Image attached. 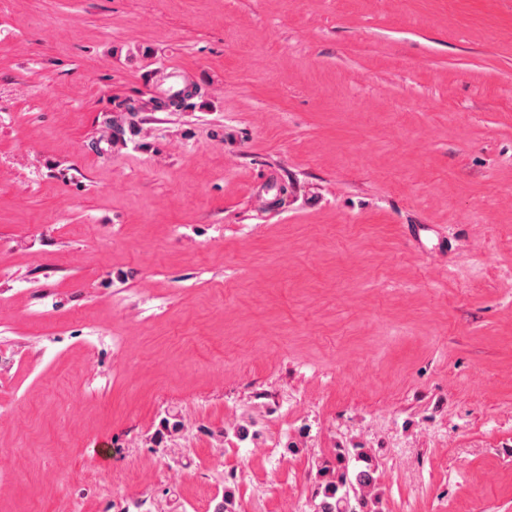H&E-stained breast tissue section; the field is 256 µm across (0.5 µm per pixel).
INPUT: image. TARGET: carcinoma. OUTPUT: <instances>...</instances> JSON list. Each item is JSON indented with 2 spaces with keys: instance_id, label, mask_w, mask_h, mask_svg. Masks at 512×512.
Returning a JSON list of instances; mask_svg holds the SVG:
<instances>
[{
  "instance_id": "cac0c4a2",
  "label": "carcinoma",
  "mask_w": 512,
  "mask_h": 512,
  "mask_svg": "<svg viewBox=\"0 0 512 512\" xmlns=\"http://www.w3.org/2000/svg\"><path fill=\"white\" fill-rule=\"evenodd\" d=\"M358 460L365 462L360 467L349 466L350 453L336 456V473H331L328 461L317 465L320 478L317 494L321 501L316 512H376L373 505L376 498L373 490L376 485L374 470L368 465L367 454L363 451L355 453Z\"/></svg>"
}]
</instances>
